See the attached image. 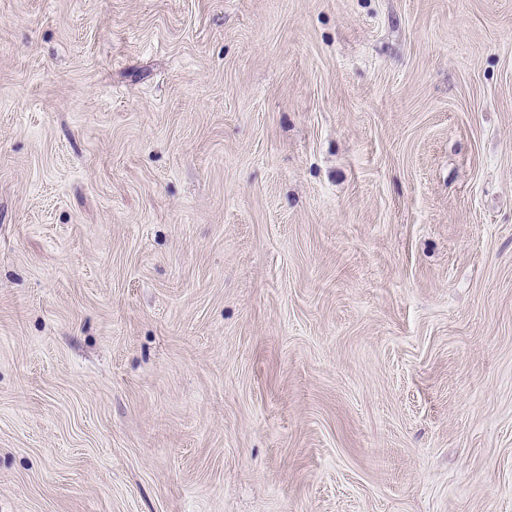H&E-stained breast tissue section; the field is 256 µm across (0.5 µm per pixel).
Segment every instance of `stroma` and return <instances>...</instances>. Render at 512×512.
Listing matches in <instances>:
<instances>
[{
  "label": "stroma",
  "instance_id": "stroma-1",
  "mask_svg": "<svg viewBox=\"0 0 512 512\" xmlns=\"http://www.w3.org/2000/svg\"><path fill=\"white\" fill-rule=\"evenodd\" d=\"M0 512H512V0H0Z\"/></svg>",
  "mask_w": 512,
  "mask_h": 512
}]
</instances>
